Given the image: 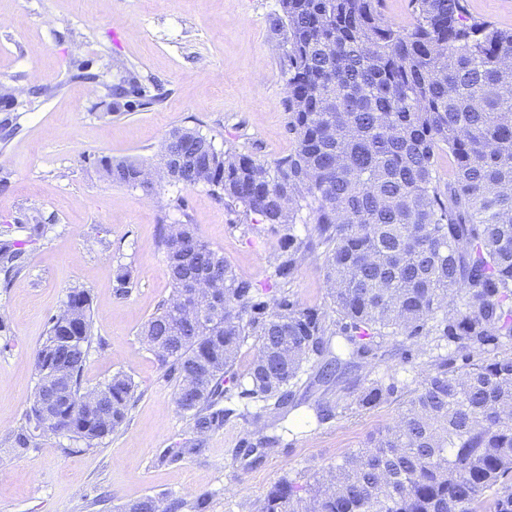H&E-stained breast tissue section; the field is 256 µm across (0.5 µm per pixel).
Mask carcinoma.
<instances>
[{
  "label": "carcinoma",
  "instance_id": "cac0c4a2",
  "mask_svg": "<svg viewBox=\"0 0 512 512\" xmlns=\"http://www.w3.org/2000/svg\"><path fill=\"white\" fill-rule=\"evenodd\" d=\"M382 0H278L271 18L282 39L294 153L271 163L215 148L195 128L168 140L208 146L199 165L159 178L203 185L256 223L278 226L283 241L274 276L283 284L321 252L330 304L305 306L288 290L263 295L192 224H163L172 294L141 336L168 376L189 421L192 448L224 428L221 402L232 390L264 409L288 406L303 377L328 382L341 364L374 358L382 340L423 339L430 356L398 422L371 435L306 484L282 477L251 512H512V31L471 16L467 0H409L413 26L388 22ZM335 45L325 56L321 46ZM115 98L147 107L138 75L112 86ZM448 151V182L437 176ZM113 183L146 192L142 165L106 159ZM307 234L295 233L297 223ZM25 268L19 242L0 240L9 288ZM204 269L224 280V311L183 315L184 278ZM47 320L37 352L36 390L13 446L37 447L38 433L69 434L90 448L127 421L134 383L125 374L93 389L83 370L92 342L88 295L73 290ZM74 330L76 342L62 337ZM255 353L235 372L248 340ZM66 358L71 404L41 425L39 397L51 363ZM365 379L354 404L371 409L395 393ZM261 444L279 445L263 434ZM204 512L205 499L144 496L123 512Z\"/></svg>",
  "mask_w": 512,
  "mask_h": 512
}]
</instances>
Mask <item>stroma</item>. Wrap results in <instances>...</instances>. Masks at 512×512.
Listing matches in <instances>:
<instances>
[{"instance_id":"35a3bbf8","label":"stroma","mask_w":512,"mask_h":512,"mask_svg":"<svg viewBox=\"0 0 512 512\" xmlns=\"http://www.w3.org/2000/svg\"><path fill=\"white\" fill-rule=\"evenodd\" d=\"M277 0H0V86L13 94L8 113L18 133L0 140V229L25 241L27 267L0 289V512H119L150 495L162 500L205 495L207 512H249L282 476L310 480L340 455L399 417L408 391L427 368L422 345L401 352L386 340L378 358L350 368L349 397L363 379L398 387L370 410L350 407L317 422L313 405L333 398L317 385L299 390V406L266 415L278 448L255 446L243 402L201 452L176 462L164 456L188 436L175 403V382L140 336L172 291L158 245L161 223L191 222L239 273L274 294L273 265L281 235L252 225L205 187L162 184L154 193L110 182L101 159H157L168 134L194 127L220 150L271 160L292 154L295 136L282 70L283 47L271 30ZM88 62L97 83L71 77L73 61ZM136 72L146 94L163 101L128 108L108 88ZM181 199V207L170 202ZM44 223L38 240L28 225ZM132 272L128 293L117 290L118 267ZM90 298L93 342L83 381L133 379L128 421L94 447L74 450L66 434L40 437L38 448L13 447L33 401L35 354L49 316L72 289ZM288 291L308 306L328 305L322 261L294 272Z\"/></svg>"}]
</instances>
